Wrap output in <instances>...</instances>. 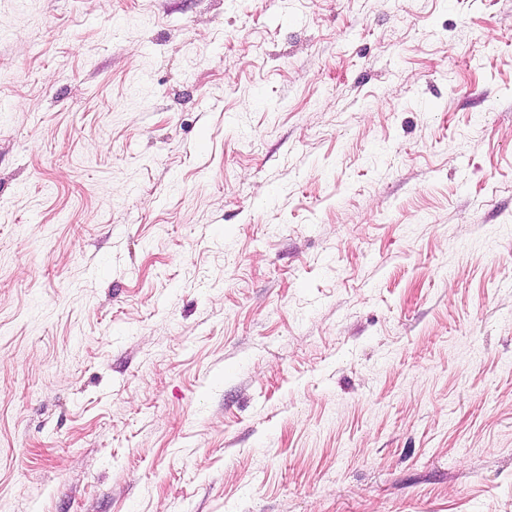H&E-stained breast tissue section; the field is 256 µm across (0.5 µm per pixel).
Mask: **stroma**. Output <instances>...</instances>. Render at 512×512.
<instances>
[{
  "label": "stroma",
  "instance_id": "obj_1",
  "mask_svg": "<svg viewBox=\"0 0 512 512\" xmlns=\"http://www.w3.org/2000/svg\"><path fill=\"white\" fill-rule=\"evenodd\" d=\"M0 512H512V0H0Z\"/></svg>",
  "mask_w": 512,
  "mask_h": 512
}]
</instances>
